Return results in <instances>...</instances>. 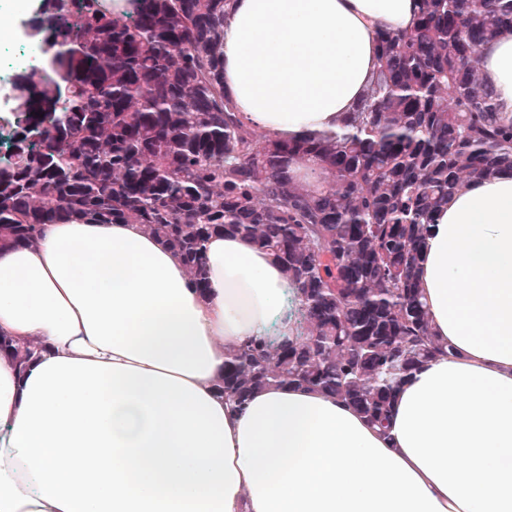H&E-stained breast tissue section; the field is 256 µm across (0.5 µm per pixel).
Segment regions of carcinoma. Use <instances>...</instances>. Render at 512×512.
<instances>
[{
  "instance_id": "obj_1",
  "label": "carcinoma",
  "mask_w": 512,
  "mask_h": 512,
  "mask_svg": "<svg viewBox=\"0 0 512 512\" xmlns=\"http://www.w3.org/2000/svg\"><path fill=\"white\" fill-rule=\"evenodd\" d=\"M226 4L44 0L26 25L38 62L7 92L0 244L141 224L203 288L207 240L247 238L296 289L303 331L229 353L224 398L306 387L384 433L399 385L443 354L415 282L429 227L469 181L512 171V114L478 67L512 0H418L342 128L299 140L249 128L224 93ZM307 161L329 172L317 187L291 173ZM0 351L23 364L34 348L5 337Z\"/></svg>"
}]
</instances>
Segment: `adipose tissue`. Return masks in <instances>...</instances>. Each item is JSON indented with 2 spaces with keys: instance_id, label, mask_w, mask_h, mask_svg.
<instances>
[{
  "instance_id": "obj_1",
  "label": "adipose tissue",
  "mask_w": 512,
  "mask_h": 512,
  "mask_svg": "<svg viewBox=\"0 0 512 512\" xmlns=\"http://www.w3.org/2000/svg\"><path fill=\"white\" fill-rule=\"evenodd\" d=\"M416 0H229L224 89L288 140L336 130ZM512 113V27L479 49ZM206 294L139 224H48L0 248V512H512V172L451 195L419 293L449 355L399 388L388 435L350 404L219 384L228 352L296 335L280 264L236 235L204 250Z\"/></svg>"
}]
</instances>
